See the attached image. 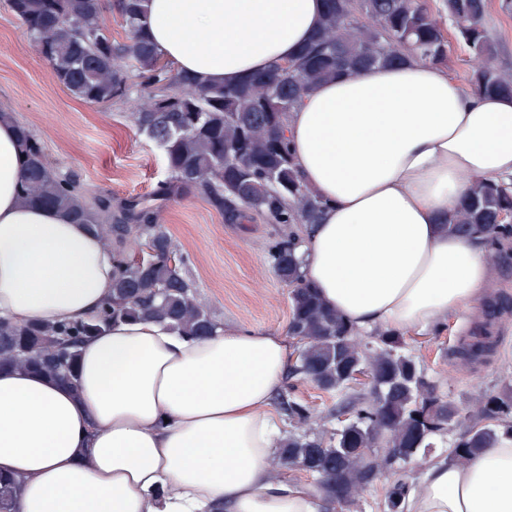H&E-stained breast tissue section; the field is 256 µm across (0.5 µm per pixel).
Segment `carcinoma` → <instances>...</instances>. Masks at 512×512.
<instances>
[{"label": "carcinoma", "mask_w": 512, "mask_h": 512, "mask_svg": "<svg viewBox=\"0 0 512 512\" xmlns=\"http://www.w3.org/2000/svg\"><path fill=\"white\" fill-rule=\"evenodd\" d=\"M147 0H117L128 31L121 43L102 21V0H8L13 14L34 38L57 81L73 96L104 104L125 94L129 73L141 78L132 119L163 151L168 178L154 193L168 200L192 192L205 195L225 218L255 217L280 224L270 247L272 267L289 288L290 336L298 340L295 373L324 391L344 389L349 370L362 367L368 389L351 396L353 419L329 439L303 429L309 415L290 405L299 427L288 433L277 455L280 468H300L316 477L330 501L350 503L385 470L431 447L429 437L455 425L464 453L489 448L499 430H512V396L479 402L464 414L434 395L416 362L402 353L397 336L381 334L373 346L327 309L302 279L296 248L297 224H315L322 202L303 185L288 150L286 114L304 93L339 73L357 75L382 64L402 63L407 52L445 64L448 41L442 21L422 0H325L323 25L295 60L235 86H201L162 62L145 28ZM486 0H443L442 11L469 50L473 85L484 92L512 94V73L497 64L495 43L483 21ZM25 152L19 199L66 212L112 249V297L98 315L62 326L20 325L0 319V370L25 368L69 382L84 339L124 318L166 322L191 336L220 327L194 283L183 271L186 258L165 225L159 207L138 199L117 207L103 198L87 204L74 182L57 174L31 130L18 124ZM512 212V192L477 181L450 218L448 232L465 236L475 228L496 235L499 216ZM151 251L133 261L127 247ZM20 482L0 474V512H12ZM409 490L389 489L384 512H401Z\"/></svg>", "instance_id": "carcinoma-1"}]
</instances>
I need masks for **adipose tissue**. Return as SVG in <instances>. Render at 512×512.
<instances>
[{"instance_id":"obj_1","label":"adipose tissue","mask_w":512,"mask_h":512,"mask_svg":"<svg viewBox=\"0 0 512 512\" xmlns=\"http://www.w3.org/2000/svg\"><path fill=\"white\" fill-rule=\"evenodd\" d=\"M324 0H149L145 29L200 85L240 84L295 59ZM305 185L324 202L297 249L323 304L359 334L427 336L473 315L495 279L491 236L449 234L475 181L512 188V96L460 84L416 56L307 92L285 120ZM24 154L0 115V317L94 318L113 258L86 225L21 204ZM294 340L222 327L191 339L122 319L79 347L68 384L0 373V473L14 512H321L314 486L275 478L271 408ZM404 512H512V432L422 462Z\"/></svg>"}]
</instances>
